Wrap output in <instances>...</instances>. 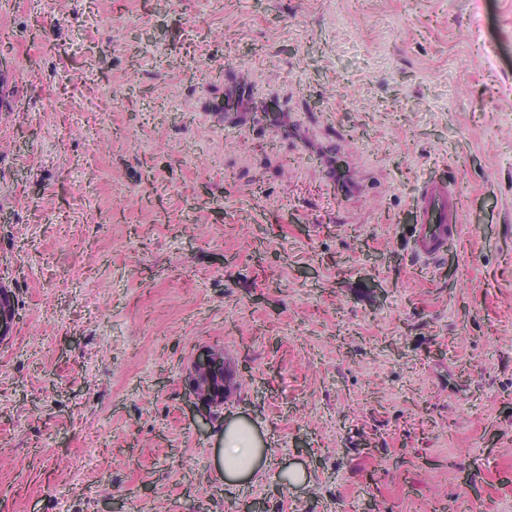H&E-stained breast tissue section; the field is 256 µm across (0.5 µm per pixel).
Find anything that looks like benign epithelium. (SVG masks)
I'll list each match as a JSON object with an SVG mask.
<instances>
[{
	"label": "benign epithelium",
	"instance_id": "7a95c632",
	"mask_svg": "<svg viewBox=\"0 0 512 512\" xmlns=\"http://www.w3.org/2000/svg\"><path fill=\"white\" fill-rule=\"evenodd\" d=\"M12 302L11 294L0 289V340L10 331L12 317L6 305ZM236 375L233 368L224 362L223 352L211 348L198 349L191 360L187 377L189 393L197 407L211 412L223 409L228 378Z\"/></svg>",
	"mask_w": 512,
	"mask_h": 512
}]
</instances>
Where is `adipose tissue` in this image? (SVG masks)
<instances>
[{"instance_id":"obj_1","label":"adipose tissue","mask_w":512,"mask_h":512,"mask_svg":"<svg viewBox=\"0 0 512 512\" xmlns=\"http://www.w3.org/2000/svg\"><path fill=\"white\" fill-rule=\"evenodd\" d=\"M224 447L216 461V470L227 485L256 475L264 450L252 428L243 423L229 425L224 431Z\"/></svg>"}]
</instances>
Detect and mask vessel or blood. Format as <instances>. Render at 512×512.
Wrapping results in <instances>:
<instances>
[{
  "label": "vessel or blood",
  "instance_id": "b4317fda",
  "mask_svg": "<svg viewBox=\"0 0 512 512\" xmlns=\"http://www.w3.org/2000/svg\"><path fill=\"white\" fill-rule=\"evenodd\" d=\"M413 254L420 260L438 259L463 228L458 198L445 180L426 182L416 196Z\"/></svg>",
  "mask_w": 512,
  "mask_h": 512
}]
</instances>
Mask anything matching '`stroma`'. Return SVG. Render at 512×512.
<instances>
[{"instance_id": "obj_1", "label": "stroma", "mask_w": 512, "mask_h": 512, "mask_svg": "<svg viewBox=\"0 0 512 512\" xmlns=\"http://www.w3.org/2000/svg\"><path fill=\"white\" fill-rule=\"evenodd\" d=\"M0 39V512H512V0H0ZM445 180L426 182L416 196L413 254L420 260L438 259L463 228L458 198ZM236 371L224 362L223 352L211 348H199L193 355L187 377L189 393L198 408L213 411L222 410L226 397L228 378L236 377ZM213 378L221 381L219 388H214ZM223 387V388H222ZM223 444L215 464L217 472L224 473V482L231 487L243 479L253 478L260 470L264 448H260L252 428L244 423L229 425L224 430Z\"/></svg>"}]
</instances>
